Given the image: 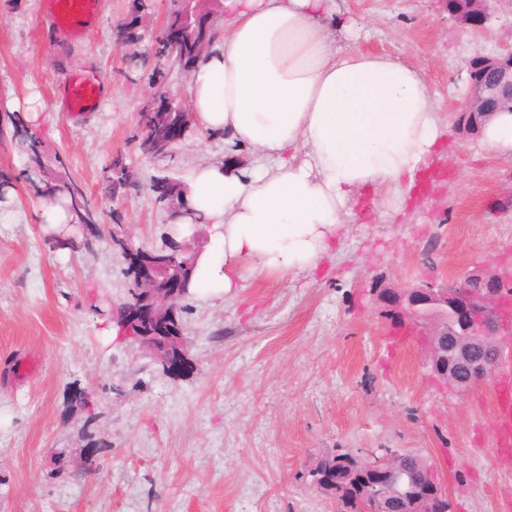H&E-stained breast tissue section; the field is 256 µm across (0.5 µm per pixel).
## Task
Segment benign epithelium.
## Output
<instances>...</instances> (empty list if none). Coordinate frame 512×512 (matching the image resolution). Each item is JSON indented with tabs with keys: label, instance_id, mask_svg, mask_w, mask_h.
<instances>
[{
	"label": "benign epithelium",
	"instance_id": "7a95c632",
	"mask_svg": "<svg viewBox=\"0 0 512 512\" xmlns=\"http://www.w3.org/2000/svg\"><path fill=\"white\" fill-rule=\"evenodd\" d=\"M180 16L167 17L165 26L172 54L186 64L185 44L204 53L210 37L215 33L214 12L207 7L210 0H179ZM489 0H454L458 8L450 11L463 29L475 30L488 19ZM146 0H133L134 22L114 29L117 46L131 47L139 42V32L147 19ZM512 111V48L494 55L479 54L468 61L467 93L458 115L485 112ZM151 128L144 130L147 146L156 152L166 146L154 131L179 117L178 127L192 126L193 114L165 90H157L149 100ZM117 246L126 249L128 261L135 264L136 285L140 297L137 302L118 307L117 316L125 324L138 328L143 325L164 329L176 319V301L186 294L185 275L194 264L199 250L185 245L167 257L160 253H137L125 238L114 233ZM479 279L483 288L474 290L469 282ZM376 300L384 307L387 318L394 325L426 324L430 313L449 318L445 329L426 333L428 361L434 379L447 391L462 395L512 363V317H507L506 299L512 298V271L484 268L467 274L460 282L450 285L434 277L402 290L378 289ZM180 337L171 336L158 344L147 336L138 337L139 346L150 351L154 358L168 367L175 362L173 348L179 347ZM394 452L389 448L354 456V468L336 476V485L343 488L358 481L360 494L366 504L365 512H393L398 496L412 495L409 512H448V496L440 484L436 471L425 468L426 474L414 478L410 471L392 465Z\"/></svg>",
	"mask_w": 512,
	"mask_h": 512
}]
</instances>
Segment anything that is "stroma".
Segmentation results:
<instances>
[{"label": "stroma", "mask_w": 512, "mask_h": 512, "mask_svg": "<svg viewBox=\"0 0 512 512\" xmlns=\"http://www.w3.org/2000/svg\"><path fill=\"white\" fill-rule=\"evenodd\" d=\"M42 0H0V512H337L311 484L317 460L390 448L435 465L450 512H512V458L496 452L493 381L463 396L433 378L419 335L391 339L378 284L457 282L512 265V157L450 131L444 171L421 197L381 208L363 194L314 274L243 272L236 296L183 298L186 363L163 372L147 351L111 338L128 296V263L110 238L94 253L52 250L45 205L22 176L35 138L48 166L100 195L112 158L142 181L188 182L224 163L222 135L192 127L161 165L132 140L157 89L189 104V73L130 67L115 27L131 0H104L76 41L58 37ZM352 46L416 64L441 117L461 105L466 64L512 46V0H492L484 30H461L444 0H337ZM95 72L100 111L58 112L59 83ZM38 126L24 119L30 102ZM106 224L134 246L161 243L169 213L143 189L105 202ZM91 410L74 407V392ZM98 446L94 470L78 461Z\"/></svg>", "instance_id": "stroma-1"}]
</instances>
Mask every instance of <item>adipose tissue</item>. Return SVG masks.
Segmentation results:
<instances>
[{"instance_id":"ef3b65f1","label":"adipose tissue","mask_w":512,"mask_h":512,"mask_svg":"<svg viewBox=\"0 0 512 512\" xmlns=\"http://www.w3.org/2000/svg\"><path fill=\"white\" fill-rule=\"evenodd\" d=\"M336 0H224L216 45L188 87L198 127L261 164L205 165L189 179L190 212L174 238L212 234L191 290L232 298L242 267L313 270L358 195L403 198L447 133L421 68L351 47Z\"/></svg>"}]
</instances>
